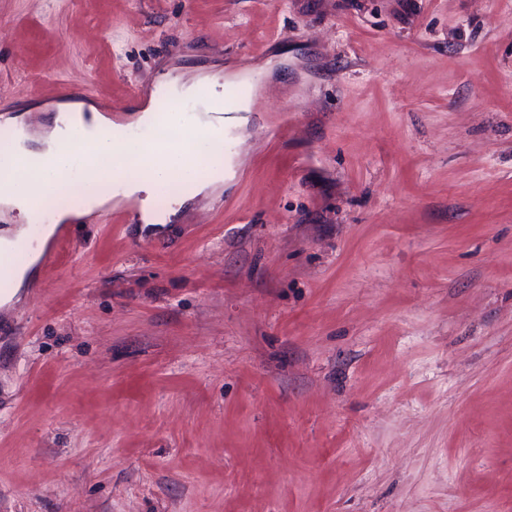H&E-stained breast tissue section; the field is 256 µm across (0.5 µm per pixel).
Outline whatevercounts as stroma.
I'll use <instances>...</instances> for the list:
<instances>
[{
    "label": "stroma",
    "mask_w": 512,
    "mask_h": 512,
    "mask_svg": "<svg viewBox=\"0 0 512 512\" xmlns=\"http://www.w3.org/2000/svg\"><path fill=\"white\" fill-rule=\"evenodd\" d=\"M170 68L236 173L0 304V512H512V0H0V114ZM164 75L160 81L161 84L167 89L166 93L169 99L179 102L183 106L182 111L176 112H156L151 107H145L138 111L134 116V121L131 126L137 128H146L161 130L167 134L170 131L181 129L187 126L189 122L188 112H184L187 107H190L191 112H204L201 120L197 122L201 130H212L214 126L220 127L224 125V118L226 106L235 98L240 95V87L236 84L224 86L223 77L219 72H210L203 76H195L192 78H185L183 74H177L176 77H171L169 72ZM204 82V83H202ZM202 83V85H200ZM209 85L214 94V101L223 103L224 88V109L219 108V112H208L211 109L210 103L202 102L197 97L198 94L201 98H208L210 96ZM244 92L237 99L234 108L235 112H250L251 99L250 94L252 89L246 85H241ZM248 96V98H246Z\"/></svg>",
    "instance_id": "35a3bbf8"
}]
</instances>
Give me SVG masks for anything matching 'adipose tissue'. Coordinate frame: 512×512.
<instances>
[{"label":"adipose tissue","instance_id":"1","mask_svg":"<svg viewBox=\"0 0 512 512\" xmlns=\"http://www.w3.org/2000/svg\"><path fill=\"white\" fill-rule=\"evenodd\" d=\"M162 85L169 99L180 103L176 112H157L146 107L138 111L133 124L138 128L164 133L181 129L189 122V112L209 111L208 103L197 97L200 84L211 87L214 100L222 101L224 81L220 73L200 77L164 75ZM47 115L38 130H28L22 117H8L16 131V143L0 157V205L26 219L38 210L37 194L52 190L64 180L78 177L84 187L86 211L103 207L107 199L93 181L105 178L120 188L122 197L140 199L143 223H154L149 208L151 196L171 181L185 188L183 202L217 187L224 179L223 167L201 168L190 156L197 149L194 138L181 143L159 141L155 144L128 135L112 137V123L98 108L86 102H63L47 107Z\"/></svg>","mask_w":512,"mask_h":512}]
</instances>
